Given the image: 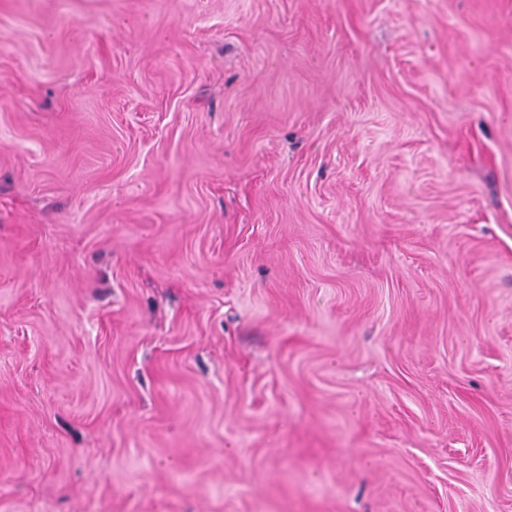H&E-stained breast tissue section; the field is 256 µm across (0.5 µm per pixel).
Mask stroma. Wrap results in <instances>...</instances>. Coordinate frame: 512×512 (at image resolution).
<instances>
[{
  "label": "stroma",
  "mask_w": 512,
  "mask_h": 512,
  "mask_svg": "<svg viewBox=\"0 0 512 512\" xmlns=\"http://www.w3.org/2000/svg\"><path fill=\"white\" fill-rule=\"evenodd\" d=\"M0 512H512V0H0Z\"/></svg>",
  "instance_id": "stroma-1"
}]
</instances>
